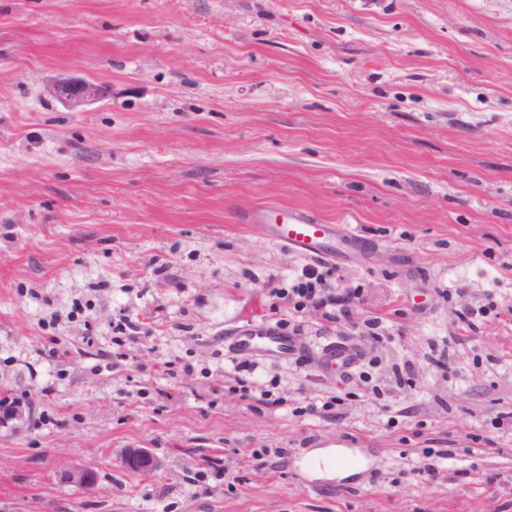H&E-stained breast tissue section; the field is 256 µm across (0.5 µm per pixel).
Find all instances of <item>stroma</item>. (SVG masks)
<instances>
[{
  "mask_svg": "<svg viewBox=\"0 0 512 512\" xmlns=\"http://www.w3.org/2000/svg\"><path fill=\"white\" fill-rule=\"evenodd\" d=\"M59 74L107 96L69 111ZM277 205L358 250L277 244ZM307 264L348 317L269 298ZM264 323L304 357L229 364ZM6 396L35 413L0 427V512H512V0H0ZM340 453L341 452L334 447L312 452L305 458L303 466L308 469L316 470L329 477L335 476L336 470L339 468L337 461ZM123 465L135 472L151 474L158 470L160 463L147 448H125ZM60 478L65 483L75 485L83 489L92 488L96 483V475L88 467H70L61 469Z\"/></svg>",
  "mask_w": 512,
  "mask_h": 512,
  "instance_id": "1",
  "label": "stroma"
}]
</instances>
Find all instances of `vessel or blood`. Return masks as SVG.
Returning <instances> with one entry per match:
<instances>
[{
    "instance_id": "b4317fda",
    "label": "vessel or blood",
    "mask_w": 512,
    "mask_h": 512,
    "mask_svg": "<svg viewBox=\"0 0 512 512\" xmlns=\"http://www.w3.org/2000/svg\"><path fill=\"white\" fill-rule=\"evenodd\" d=\"M257 219L269 224L277 243L307 257L333 258L354 248L359 237L351 229L336 224H322L310 215L285 206H268L259 210ZM237 353L262 351L286 358L300 354L302 347L281 330L269 326H248L232 344Z\"/></svg>"
}]
</instances>
